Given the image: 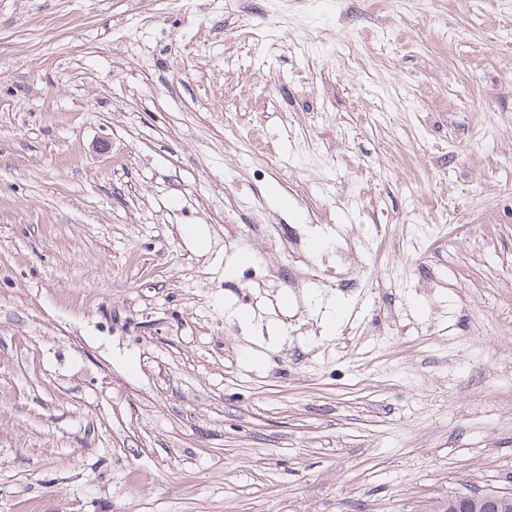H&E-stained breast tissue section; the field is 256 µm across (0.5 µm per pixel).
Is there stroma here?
<instances>
[{
	"label": "stroma",
	"instance_id": "stroma-1",
	"mask_svg": "<svg viewBox=\"0 0 512 512\" xmlns=\"http://www.w3.org/2000/svg\"><path fill=\"white\" fill-rule=\"evenodd\" d=\"M489 488L512 492V0H0V512Z\"/></svg>",
	"mask_w": 512,
	"mask_h": 512
}]
</instances>
